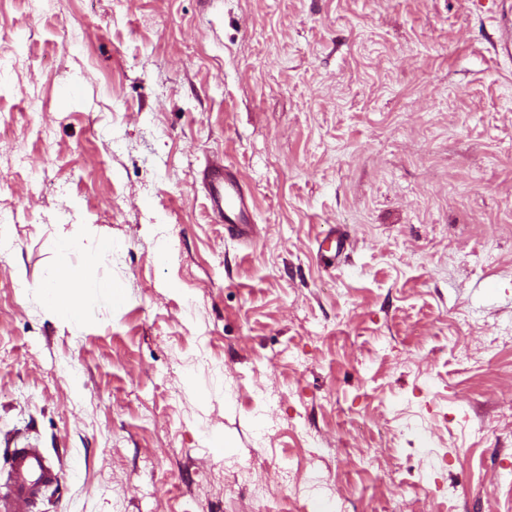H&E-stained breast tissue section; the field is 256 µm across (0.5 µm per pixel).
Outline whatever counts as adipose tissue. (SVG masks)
Listing matches in <instances>:
<instances>
[{
    "instance_id": "adipose-tissue-1",
    "label": "adipose tissue",
    "mask_w": 512,
    "mask_h": 512,
    "mask_svg": "<svg viewBox=\"0 0 512 512\" xmlns=\"http://www.w3.org/2000/svg\"><path fill=\"white\" fill-rule=\"evenodd\" d=\"M40 291L45 305L52 312L62 318L73 319L80 312V302L85 294L94 291L111 295L112 284L107 280H89L70 267L57 265L50 269Z\"/></svg>"
}]
</instances>
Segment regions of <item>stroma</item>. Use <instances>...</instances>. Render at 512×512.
<instances>
[{"label":"stroma","instance_id":"35a3bbf8","mask_svg":"<svg viewBox=\"0 0 512 512\" xmlns=\"http://www.w3.org/2000/svg\"><path fill=\"white\" fill-rule=\"evenodd\" d=\"M497 12L0 0V481L28 441L63 471L38 512H279L310 475L306 512H512ZM216 157L249 241L211 216ZM60 264L114 299L51 316Z\"/></svg>","mask_w":512,"mask_h":512}]
</instances>
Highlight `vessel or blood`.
I'll return each instance as SVG.
<instances>
[{
    "label": "vessel or blood",
    "mask_w": 512,
    "mask_h": 512,
    "mask_svg": "<svg viewBox=\"0 0 512 512\" xmlns=\"http://www.w3.org/2000/svg\"><path fill=\"white\" fill-rule=\"evenodd\" d=\"M499 37L496 52L512 62V4L497 20ZM205 189L213 212L223 218L231 232L253 223L254 217L239 181L217 165L205 169ZM60 479V471L42 449L31 442L14 448L9 475L0 483V512H33L43 492Z\"/></svg>",
    "instance_id": "b4317fda"
}]
</instances>
